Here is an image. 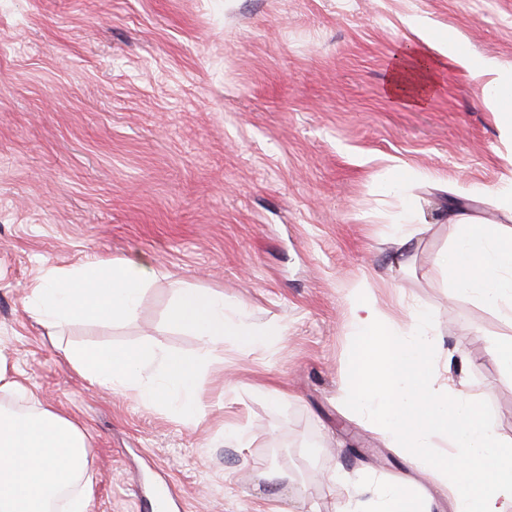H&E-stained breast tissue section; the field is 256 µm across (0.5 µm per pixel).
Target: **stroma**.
<instances>
[{
  "instance_id": "stroma-1",
  "label": "stroma",
  "mask_w": 512,
  "mask_h": 512,
  "mask_svg": "<svg viewBox=\"0 0 512 512\" xmlns=\"http://www.w3.org/2000/svg\"><path fill=\"white\" fill-rule=\"evenodd\" d=\"M412 15L512 64V0H0V357L85 433L86 512H142L162 480L181 512H333L337 469L365 488L359 512L396 485L453 512L438 473L344 404L361 290L403 329L431 311L437 357H462L451 375L512 438V368L494 352L512 321L455 291L442 262L466 230L453 188L472 190L482 231L512 222V133L458 69L419 107L386 98ZM396 167L432 178L383 195ZM112 258L158 273L131 320L54 329L26 310L48 270ZM185 285L283 330L259 349L225 343L204 412L143 407L61 358L198 354L165 323ZM228 424L243 442H225Z\"/></svg>"
}]
</instances>
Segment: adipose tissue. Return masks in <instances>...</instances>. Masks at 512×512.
<instances>
[{"mask_svg": "<svg viewBox=\"0 0 512 512\" xmlns=\"http://www.w3.org/2000/svg\"><path fill=\"white\" fill-rule=\"evenodd\" d=\"M430 50L409 53L388 72V97L420 103L438 72L456 68L468 72L482 97L502 123L512 130V69L494 58L472 66L461 42L435 39L417 18L407 21ZM467 230L448 259L455 270L454 286L512 319V249L502 246L512 238V227L486 235L470 229V215L459 212ZM149 282L142 265L128 260H99L78 270L49 271L34 284L27 307L38 323L61 327L84 314L105 323L132 319ZM86 435L65 416L43 407L18 412L0 406V512H47L57 492L81 478L86 465Z\"/></svg>", "mask_w": 512, "mask_h": 512, "instance_id": "1", "label": "adipose tissue"}]
</instances>
